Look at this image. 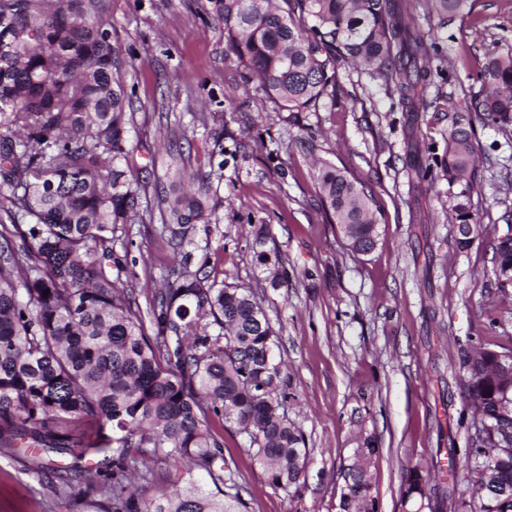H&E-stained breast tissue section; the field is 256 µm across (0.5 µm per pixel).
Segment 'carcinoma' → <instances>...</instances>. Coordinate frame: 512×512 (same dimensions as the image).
<instances>
[{
	"label": "carcinoma",
	"instance_id": "carcinoma-1",
	"mask_svg": "<svg viewBox=\"0 0 512 512\" xmlns=\"http://www.w3.org/2000/svg\"><path fill=\"white\" fill-rule=\"evenodd\" d=\"M469 0H428L438 26ZM238 63L287 112H306L336 94L342 63L365 66L404 112L430 106L427 89L453 68L425 40L403 0H210ZM100 0H0V448H32L38 472L72 455L102 512H247L224 482V435L248 436L269 482L299 487L308 448L289 419L291 399L275 352L277 334L251 289L227 286L196 264L186 246L209 220L211 176L179 169L156 193L160 237L179 256L150 301L154 334L119 288L128 255L112 242L118 226L140 224L146 185L130 165L134 123L120 49ZM474 112L448 116L447 155L434 169L448 181L458 249L480 235L473 219L476 149L472 116L512 126V51L487 55ZM322 202L345 245L367 254L379 235L375 199L356 178L324 162ZM493 275L512 287V225L494 241ZM49 294H44V291ZM460 388L470 419L485 424L464 449L462 478L451 472L448 512H512V336L462 357ZM344 470L340 512H375L371 463L378 448L358 437ZM88 455L101 463L79 467ZM187 465L145 498L131 478L153 465ZM215 490L204 491L193 471ZM417 463L402 501L421 512L429 483ZM487 491L473 496L475 486Z\"/></svg>",
	"mask_w": 512,
	"mask_h": 512
}]
</instances>
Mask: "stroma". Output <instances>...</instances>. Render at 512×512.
Returning <instances> with one entry per match:
<instances>
[{"mask_svg": "<svg viewBox=\"0 0 512 512\" xmlns=\"http://www.w3.org/2000/svg\"><path fill=\"white\" fill-rule=\"evenodd\" d=\"M404 6L455 68L427 111H402L379 80L343 64L335 100L294 114L278 111L237 64L208 0H107L112 41L127 62L136 163L162 184L172 142L190 140L189 170L223 148L216 210L197 224L192 249L211 275L253 289L279 332L286 409L310 456L298 489L284 490L270 484L247 436L225 428L224 476L247 512H339L342 468L360 434L380 448L371 467L376 512H405L407 468L449 466L452 449L466 446L464 353L512 336V288H498L492 273V242L512 222V128L474 125L471 211L483 233L468 249L454 244L447 181L421 175L428 155H445L449 106L470 105L487 54L512 48V0H471L470 13L444 28L426 0ZM322 161L372 187L380 226L371 253L350 252L338 236L316 181ZM160 228L156 215L113 243L128 256L120 285L144 312L173 260ZM259 234L265 264L252 248ZM283 269L287 283L271 287V272ZM83 490L78 483L73 496L56 495L30 452L0 449V512H97L75 504Z\"/></svg>", "mask_w": 512, "mask_h": 512, "instance_id": "obj_1", "label": "stroma"}]
</instances>
